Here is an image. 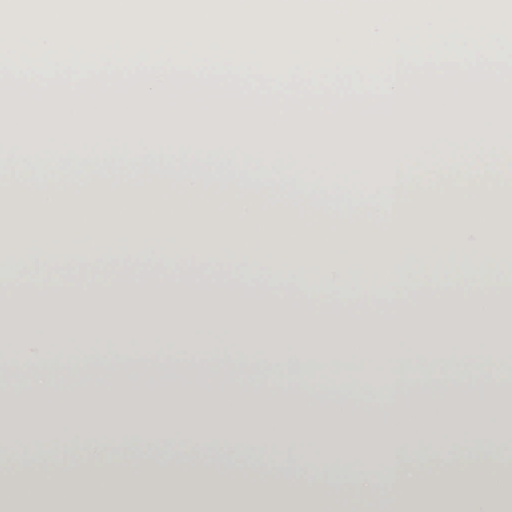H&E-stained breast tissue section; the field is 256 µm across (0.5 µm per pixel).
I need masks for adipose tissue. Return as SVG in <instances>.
I'll list each match as a JSON object with an SVG mask.
<instances>
[{"label":"adipose tissue","mask_w":512,"mask_h":512,"mask_svg":"<svg viewBox=\"0 0 512 512\" xmlns=\"http://www.w3.org/2000/svg\"><path fill=\"white\" fill-rule=\"evenodd\" d=\"M91 135H0V283L55 256L159 260L165 276H121L78 288L48 274L39 289L0 294V335L23 343L26 366L71 364L105 347L113 364L164 365L218 358L266 368L285 390H316L318 376L385 369L387 417L338 403L333 413L234 388L195 386L89 398L29 378L0 383V410L33 406L39 429H0V456L42 455L44 440L90 457L150 441L157 457L85 474L46 471L0 480V512L20 503L56 512H331L353 501L372 512H512V462L463 474L460 460L512 445V381L479 394L409 398L441 361L493 362L502 354L512 295L493 288L512 264V166L473 153L448 173L410 155L253 137L122 135L118 150L92 154ZM60 163L35 165L36 145ZM271 153L307 166L332 154L321 181L229 164L225 154ZM359 162L381 191L350 192ZM203 268L186 281L185 260ZM238 268L229 279L225 268ZM220 448L221 468L188 467L187 437ZM260 449L261 476L241 469ZM445 449L447 471L418 459ZM308 470L315 484L296 481ZM395 483L379 496L382 474Z\"/></svg>","instance_id":"adipose-tissue-1"}]
</instances>
